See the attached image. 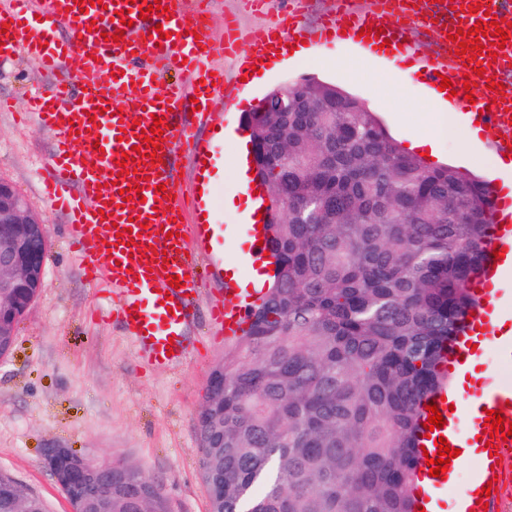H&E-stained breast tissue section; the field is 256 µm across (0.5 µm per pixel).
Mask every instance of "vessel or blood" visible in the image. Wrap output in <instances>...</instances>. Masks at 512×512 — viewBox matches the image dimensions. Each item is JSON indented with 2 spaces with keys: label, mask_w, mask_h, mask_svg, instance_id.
I'll use <instances>...</instances> for the list:
<instances>
[{
  "label": "vessel or blood",
  "mask_w": 512,
  "mask_h": 512,
  "mask_svg": "<svg viewBox=\"0 0 512 512\" xmlns=\"http://www.w3.org/2000/svg\"><path fill=\"white\" fill-rule=\"evenodd\" d=\"M168 15H141L153 0H101L82 10L79 0H0V59L21 51L38 59L48 83L28 102L37 122L51 130L55 141L47 165L43 189L68 224L89 280L105 278L118 290L121 300L112 316L127 330L143 360L165 369L185 356L184 328L191 299L203 286L188 247L205 249L217 228L206 218L202 195H183L176 171L170 163L173 151H182L195 167H202L216 143L224 139L216 131L213 142H201L193 125L183 121L187 99L201 106L200 119L207 120L228 106L224 76L215 60L226 46L205 38L207 0H160ZM481 4L482 12L470 7ZM307 0H293L288 28L278 33H258L250 41V53L240 65V74L265 58L270 48H284L302 30L297 21ZM512 9V0H438L427 19L439 37L469 30L475 24L489 25L490 15ZM398 20L367 19L356 13L349 0H337L334 12L321 23L332 37L357 35L361 28L380 29L381 39L390 40L397 52L411 49L409 24L414 21L405 0L393 8ZM464 60L432 63L423 74L427 84L438 85L440 74L454 75L453 104L466 103L467 89L477 90L474 105L461 113L462 121L486 126L489 146L504 164H512V38L497 57L478 55L472 62L477 72L466 75ZM181 72L182 82L157 92L156 80L169 71ZM502 87L487 88L488 78ZM467 104V103H466ZM165 129L156 139L155 158L137 153L138 168L121 174L123 153L131 151L141 131L150 130L154 118ZM140 186V196L123 206L122 189ZM164 193H156V186ZM496 200L495 220L484 249L483 270L473 285L476 303L465 317V330L456 337L445 358L449 374L467 377L472 364H483L488 351L512 363V336L503 335L498 319L486 303L504 291L503 277L512 272V188L492 184ZM192 213L194 224L183 221ZM131 228L136 244L118 242V229ZM504 258H497V251ZM179 276V287H171L170 276ZM255 291H243L228 280L224 298L211 308L213 321L225 338L240 335L248 321V310L257 304ZM445 420L443 427L422 439L429 457H436L439 439L451 447L472 451L475 467L464 487H457L453 474L433 477L427 463H420L419 486L414 491L417 512H442L440 492L453 499L451 512H500L499 486L493 485L492 468L499 457L512 455V436L490 437L484 431L488 411L502 412L512 421V384L484 383L474 387L448 385L428 399ZM490 494H483V487Z\"/></svg>",
  "instance_id": "vessel-or-blood-1"
}]
</instances>
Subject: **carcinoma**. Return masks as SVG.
Instances as JSON below:
<instances>
[{"label":"carcinoma","instance_id":"cac0c4a2","mask_svg":"<svg viewBox=\"0 0 512 512\" xmlns=\"http://www.w3.org/2000/svg\"><path fill=\"white\" fill-rule=\"evenodd\" d=\"M319 111L276 112L280 97ZM250 138L273 194L275 277L225 344L224 395L198 414L210 512H414L418 406L474 302L495 201L431 165L359 98L320 82L261 99ZM288 144V158L271 146ZM48 512L0 471V512ZM109 512H169L138 467L112 475Z\"/></svg>","mask_w":512,"mask_h":512}]
</instances>
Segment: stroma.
I'll use <instances>...</instances> for the list:
<instances>
[{"instance_id":"1","label":"stroma","mask_w":512,"mask_h":512,"mask_svg":"<svg viewBox=\"0 0 512 512\" xmlns=\"http://www.w3.org/2000/svg\"><path fill=\"white\" fill-rule=\"evenodd\" d=\"M287 20V0L255 6L249 0H212L206 35L218 44L226 26L244 38ZM411 40L414 51L398 59L386 56L368 74L342 65L356 48L328 41L315 46L313 63L281 56L261 82L250 85L240 82L235 54L224 55V94L231 107L220 121L241 126L270 89L315 77L363 100L401 146L409 147L438 119L425 105L427 91L416 70L452 53L428 28L413 29ZM45 83L38 63L24 54L0 63V98L11 103L0 112V177L40 214L47 236L44 286L16 327L11 353L0 358V470L39 494L48 512H70L43 451L71 448L135 464L162 485L171 512H209L199 478L196 424L203 389L224 357V336L211 324L210 310L224 294L225 273L208 270L202 292L188 308L182 363L165 370L143 363L110 317L119 293L83 277L81 261L68 247L69 230L42 194L53 135L22 114L29 95ZM227 178L223 168L214 180L220 202L212 221L224 227V262L230 265L245 242V217L221 202Z\"/></svg>"}]
</instances>
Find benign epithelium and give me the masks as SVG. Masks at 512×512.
<instances>
[{
    "label": "benign epithelium",
    "instance_id": "benign-epithelium-1",
    "mask_svg": "<svg viewBox=\"0 0 512 512\" xmlns=\"http://www.w3.org/2000/svg\"><path fill=\"white\" fill-rule=\"evenodd\" d=\"M46 230L40 215L7 180L0 178V327L14 335L21 315L29 310L44 286ZM43 459L53 476L63 474L70 485L112 495V467L72 448H45Z\"/></svg>",
    "mask_w": 512,
    "mask_h": 512
}]
</instances>
